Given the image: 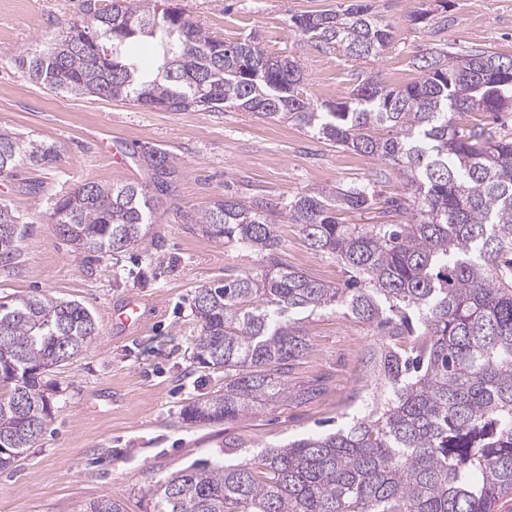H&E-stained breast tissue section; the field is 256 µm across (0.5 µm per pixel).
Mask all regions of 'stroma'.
Returning <instances> with one entry per match:
<instances>
[{"instance_id":"stroma-1","label":"stroma","mask_w":512,"mask_h":512,"mask_svg":"<svg viewBox=\"0 0 512 512\" xmlns=\"http://www.w3.org/2000/svg\"><path fill=\"white\" fill-rule=\"evenodd\" d=\"M343 0H178L210 36L231 42L256 35L275 55L298 61L308 92L321 102L349 98L364 79L419 80L425 49H485L512 55V0H368L392 22L393 38L369 60L318 48L291 28L294 15L336 9ZM81 0H0V129L53 143L59 162L0 175V202L28 221L17 268L0 271V301L47 295L82 303L99 334L76 358L45 375L55 390L54 415L35 447L0 471V512H80L90 502L119 499L124 512H146L145 494L191 463L215 460L228 437L246 449L284 444L335 430L363 410L355 394L367 381L370 329L339 311H320L304 329L306 354L292 361L293 385L323 393L283 401L236 421L190 424L181 409L223 388L224 374L193 360L198 288L253 268L255 252L192 234L179 214L222 194L288 202L331 184H370L381 198L403 197L397 175L381 177L374 156L338 147L290 122L249 112L145 108L128 101L56 94L25 77L18 57L65 23L79 19ZM426 12L424 22L408 15ZM143 145L166 150L177 171V193L155 205L152 233L117 254L81 252L59 238L51 220L56 198L88 183H143L135 160L119 167L113 150ZM42 187L33 195L29 185ZM288 265L331 285L346 278L335 259L309 248L298 225L280 226ZM129 296L148 300L143 331L126 334L112 307Z\"/></svg>"}]
</instances>
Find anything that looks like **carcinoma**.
I'll return each instance as SVG.
<instances>
[{"mask_svg":"<svg viewBox=\"0 0 512 512\" xmlns=\"http://www.w3.org/2000/svg\"><path fill=\"white\" fill-rule=\"evenodd\" d=\"M320 47L376 57L392 24L365 0L294 15ZM257 39L207 35L173 0H83L81 18L18 59L51 92L167 111L238 108L291 121L377 157L406 180L407 200L380 203L366 185H328L280 207L215 197L183 214L186 229L248 248L257 267L197 291L192 312L201 368L224 388L181 411L189 423L236 420L258 402L307 403L320 389L288 386L310 347L305 316L341 310L373 329L365 354L373 389L344 428L268 446L237 464L200 461L148 492L151 512H493L512 493V55L430 50L422 77L401 87L362 82L346 101L312 99L294 58L272 62ZM480 112L492 122L461 126ZM148 183H87L57 198L63 241L107 254L141 241L155 201L176 192L166 150L133 152ZM56 147L0 130V174L51 167ZM342 209L378 224H341ZM348 274L327 285L280 257L279 224ZM26 221L0 203V268L18 263ZM98 336L82 303L45 295L0 302V470L33 447L54 406L42 377ZM83 512H123L104 499Z\"/></svg>","mask_w":512,"mask_h":512,"instance_id":"1","label":"carcinoma"}]
</instances>
